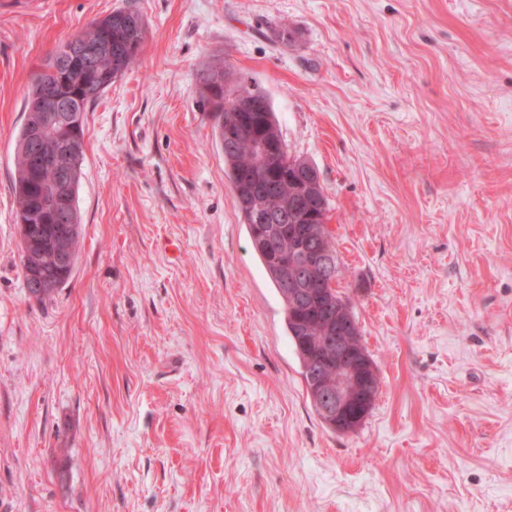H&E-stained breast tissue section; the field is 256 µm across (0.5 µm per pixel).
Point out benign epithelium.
Here are the masks:
<instances>
[{
	"mask_svg": "<svg viewBox=\"0 0 512 512\" xmlns=\"http://www.w3.org/2000/svg\"><path fill=\"white\" fill-rule=\"evenodd\" d=\"M69 57L55 61L54 68L69 66V58L79 59L88 66L104 54L112 55V40L87 42L79 36L69 39ZM213 82L224 86V137L232 143L241 132L240 113L251 112L257 105L252 87L229 74L218 73ZM37 112L26 126V150L30 165L38 171L48 165L57 172V180L37 189L40 209L36 223L18 225L24 256L31 259L27 270V287L46 293L59 287V280L49 276L36 262L33 250L49 252L57 268L68 272L74 268L76 248L74 238L80 216L71 198V186L80 145L66 135L74 119L80 99L70 96L63 88L47 86L40 97ZM257 166L261 174L274 180L280 174L278 159L283 151L274 139L258 140ZM325 190L320 179L306 173L298 184L292 208L321 201ZM249 219L256 224L253 243L266 248L280 281L288 287V310L300 317L311 305L323 307V323L313 330L300 324L303 345L318 354H327L334 369L331 386H326L320 374L310 378V395L320 409L325 423L341 433L358 429L375 395L378 376L366 352L354 342L355 322L339 299L332 296V254L325 251L295 249L289 255L271 249L276 229L270 226L271 214L265 199L251 195L242 203Z\"/></svg>",
	"mask_w": 512,
	"mask_h": 512,
	"instance_id": "7a95c632",
	"label": "benign epithelium"
}]
</instances>
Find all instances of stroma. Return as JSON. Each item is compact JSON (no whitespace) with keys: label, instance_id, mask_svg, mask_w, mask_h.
Returning <instances> with one entry per match:
<instances>
[{"label":"stroma","instance_id":"stroma-1","mask_svg":"<svg viewBox=\"0 0 512 512\" xmlns=\"http://www.w3.org/2000/svg\"><path fill=\"white\" fill-rule=\"evenodd\" d=\"M127 7L147 36L87 111L78 258L41 304L25 96ZM219 63L318 170L379 375L355 432L316 414L235 204ZM0 512H512V0H0Z\"/></svg>","mask_w":512,"mask_h":512}]
</instances>
